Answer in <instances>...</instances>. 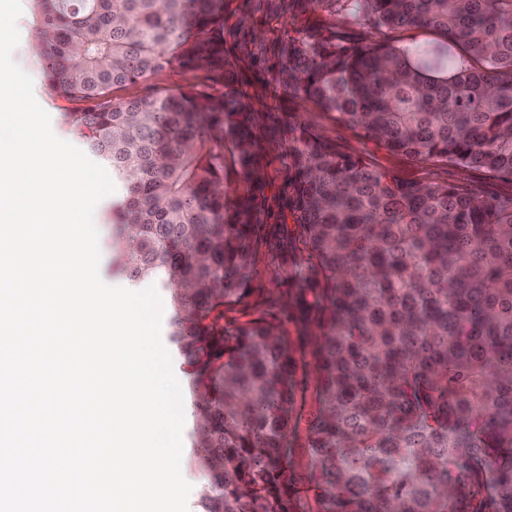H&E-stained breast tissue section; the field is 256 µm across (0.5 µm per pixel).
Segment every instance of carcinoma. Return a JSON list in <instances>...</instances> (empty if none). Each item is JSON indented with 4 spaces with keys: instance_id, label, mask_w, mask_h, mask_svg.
<instances>
[{
    "instance_id": "obj_1",
    "label": "carcinoma",
    "mask_w": 512,
    "mask_h": 512,
    "mask_svg": "<svg viewBox=\"0 0 512 512\" xmlns=\"http://www.w3.org/2000/svg\"><path fill=\"white\" fill-rule=\"evenodd\" d=\"M33 2L43 79L82 103L68 124L119 193L116 268L168 299L194 512H512V195L404 182L288 122L295 331L266 312L226 327L283 257L230 0ZM348 2L367 32L285 35L268 96L512 180V0ZM403 29L433 38L374 39ZM173 64L204 81L115 96Z\"/></svg>"
}]
</instances>
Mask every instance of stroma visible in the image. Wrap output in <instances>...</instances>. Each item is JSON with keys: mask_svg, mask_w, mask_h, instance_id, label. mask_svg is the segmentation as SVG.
Listing matches in <instances>:
<instances>
[{"mask_svg": "<svg viewBox=\"0 0 512 512\" xmlns=\"http://www.w3.org/2000/svg\"><path fill=\"white\" fill-rule=\"evenodd\" d=\"M22 14L18 20L20 43L14 52L17 64L33 79L34 95L49 114L54 133L73 145H80L79 135L68 129L67 112L76 110L75 102L54 96L41 78V57L34 31V4L21 0ZM330 22L350 34H360L361 26L354 24L342 8L340 0H325L315 10L302 11L296 0H233L225 22V39L239 59V73L248 79L253 96L252 105L259 121L268 128L297 118L321 136L336 141L341 150L366 157L377 169L396 174L402 179L424 183L459 182L496 195H511L512 182L489 179L484 171H461L442 164H426L407 156L392 154L346 128L333 115L317 111L298 101L286 102L280 111L266 109L265 82L275 72L272 44L291 30L307 32L320 23ZM266 176V224L269 234L276 238L296 239L297 227L287 208L289 195V159L280 138L266 136L261 142ZM257 289L249 300L251 311H270L279 314L288 310V286L277 281L271 266L260 263Z\"/></svg>", "mask_w": 512, "mask_h": 512, "instance_id": "35a3bbf8", "label": "stroma"}]
</instances>
